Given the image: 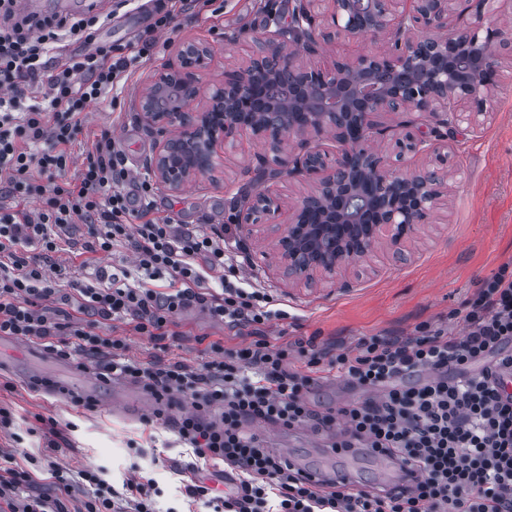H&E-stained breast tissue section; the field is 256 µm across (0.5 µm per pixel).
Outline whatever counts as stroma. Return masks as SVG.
Segmentation results:
<instances>
[{
    "mask_svg": "<svg viewBox=\"0 0 512 512\" xmlns=\"http://www.w3.org/2000/svg\"><path fill=\"white\" fill-rule=\"evenodd\" d=\"M292 6L293 0H212L199 15L181 16L178 28L165 35L164 45L128 75L116 104L90 109L83 142H90L101 127H110L130 167L145 174L155 143L139 121L134 103L148 79L163 70L181 43L204 41L212 46L214 56L202 76L201 93L211 94L224 73L256 49L267 15L287 18ZM500 67L498 88L486 97L482 111L465 114L448 127L439 156L400 150L396 145L400 133L394 129L377 140L379 155L393 168L424 163L447 171L448 205L406 242L403 258H392L382 242L353 263L345 273L346 287L325 280L304 285L284 278L273 233L242 223L247 197L260 190L255 176L272 156L262 139L226 144L212 172L178 191L157 187L152 215L202 228L229 226L230 242L246 275L273 297L275 308L288 313L286 319L268 324L272 344L312 336L317 343L348 348L363 336L407 335L419 323L461 308L480 280L512 260V58H502ZM175 330L176 338L155 342L137 333L132 323L115 324L128 356L145 361L179 360L197 367L209 359L199 337L223 339L228 348L245 341L198 307L185 310ZM31 359L27 348L9 344L0 348V407L10 412L9 424L0 423V451L13 454L20 463L28 457L41 462L50 456L74 471L103 467L117 481L148 473L160 490L158 512H211L201 500L186 504L178 470L193 455L165 420L129 418L105 410L99 399L85 408L59 393L32 391ZM363 396L361 388L333 376L313 387L307 399L325 412ZM39 414L55 419L57 450H50L42 432L36 431Z\"/></svg>",
    "mask_w": 512,
    "mask_h": 512,
    "instance_id": "stroma-1",
    "label": "stroma"
}]
</instances>
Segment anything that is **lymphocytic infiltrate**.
<instances>
[{"label":"lymphocytic infiltrate","mask_w":512,"mask_h":512,"mask_svg":"<svg viewBox=\"0 0 512 512\" xmlns=\"http://www.w3.org/2000/svg\"><path fill=\"white\" fill-rule=\"evenodd\" d=\"M0 0V335L37 341L63 360L94 362L102 380L130 379L161 407L191 449L182 492L213 512H512V262L482 281L448 320L420 323L409 336H365L329 353L313 341L276 346L265 326L285 318L269 295L230 281L236 260L227 226L199 229L151 218L154 188L136 180L110 128L82 162L71 148L93 105L109 103L130 69L150 56L199 0H150V22L134 42L100 40L111 14L42 18ZM74 52L66 60L65 47ZM77 172H70V165ZM140 207H133V199ZM35 200V212L20 203ZM129 249L132 267L96 268L61 286L52 255ZM198 306L247 345H205L210 361L144 362L126 354L108 323L133 320L140 335L171 336L176 318ZM460 332H453L449 320ZM299 357L302 368L290 365ZM332 368L365 398L336 411L313 409L306 394ZM191 411H183V402ZM265 422L329 434L334 450L370 448L396 458L410 482L366 488L343 478H303L250 425ZM215 467L223 488L206 484ZM92 493L84 512H154L153 478L110 485L103 469L70 473L49 461L31 469L0 455V512H63L76 482Z\"/></svg>","instance_id":"obj_1"}]
</instances>
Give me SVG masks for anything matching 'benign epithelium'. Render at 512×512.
<instances>
[{
	"instance_id": "7a95c632",
	"label": "benign epithelium",
	"mask_w": 512,
	"mask_h": 512,
	"mask_svg": "<svg viewBox=\"0 0 512 512\" xmlns=\"http://www.w3.org/2000/svg\"><path fill=\"white\" fill-rule=\"evenodd\" d=\"M294 0L295 25L274 19L248 64L224 74L201 108L200 75L211 61L204 42L180 49L137 97L135 111L155 139L147 169L171 191L213 169L224 143L263 136L302 151L301 170L313 184L276 228L284 274L310 282L340 274L373 250L380 229L402 255L403 243L430 218L447 193V175L428 167H386L370 142L382 134L381 114L427 113L431 132L405 133L409 152L440 150L439 128L463 112L481 111L498 86L496 62L512 54V32L482 16L465 31L448 28L455 0ZM377 40L376 49L328 66L304 63L332 36ZM336 142L332 154L309 136Z\"/></svg>"
}]
</instances>
